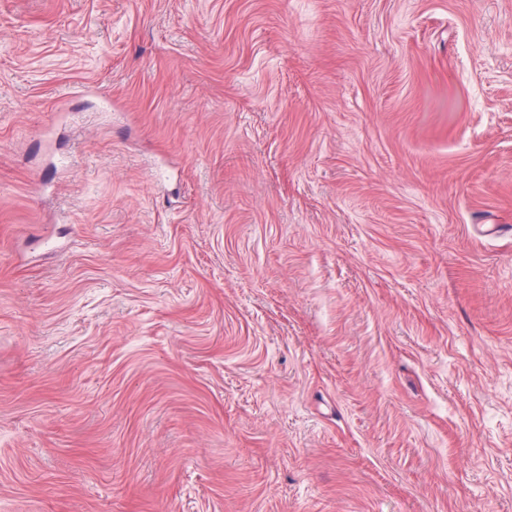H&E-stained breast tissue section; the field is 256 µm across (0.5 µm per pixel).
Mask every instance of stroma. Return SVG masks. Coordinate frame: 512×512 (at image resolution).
<instances>
[{
    "instance_id": "35a3bbf8",
    "label": "stroma",
    "mask_w": 512,
    "mask_h": 512,
    "mask_svg": "<svg viewBox=\"0 0 512 512\" xmlns=\"http://www.w3.org/2000/svg\"><path fill=\"white\" fill-rule=\"evenodd\" d=\"M0 512H512V0H0Z\"/></svg>"
}]
</instances>
